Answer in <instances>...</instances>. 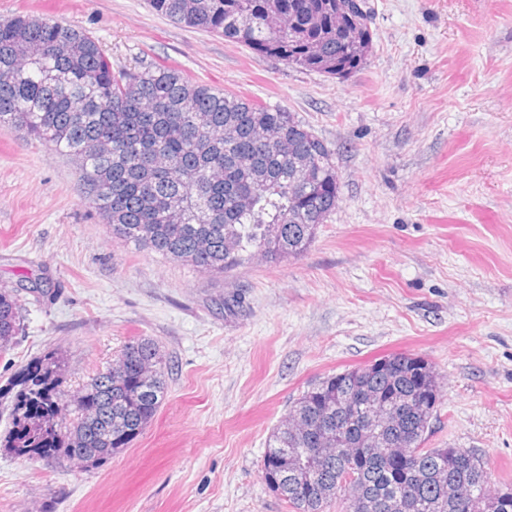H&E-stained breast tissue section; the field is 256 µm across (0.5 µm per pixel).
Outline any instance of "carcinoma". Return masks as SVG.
<instances>
[{"mask_svg":"<svg viewBox=\"0 0 512 512\" xmlns=\"http://www.w3.org/2000/svg\"><path fill=\"white\" fill-rule=\"evenodd\" d=\"M361 0H148L188 28L217 33L290 67L342 77L373 41ZM0 130L79 161L84 197L114 238L222 273L255 258L303 254L336 209L327 145L284 108H268L143 63L115 68L80 28L19 13L0 19ZM0 288V352L20 331V291ZM159 343L140 337L76 393L51 352L0 387L11 402L5 447L48 464L97 465L154 419L167 389ZM439 393L433 367L392 354L310 385L276 427L269 486L292 512H512V485L490 492L483 455L426 448Z\"/></svg>","mask_w":512,"mask_h":512,"instance_id":"cac0c4a2","label":"carcinoma"}]
</instances>
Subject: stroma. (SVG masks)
<instances>
[{
    "label": "stroma",
    "mask_w": 512,
    "mask_h": 512,
    "mask_svg": "<svg viewBox=\"0 0 512 512\" xmlns=\"http://www.w3.org/2000/svg\"><path fill=\"white\" fill-rule=\"evenodd\" d=\"M373 50L345 78L184 27L148 0H0L78 26L113 64L174 66L280 106L332 153L339 202L301 256L212 274L115 239L74 159L0 131V285L40 274L0 385L49 349L74 393L157 340L168 394L130 447L89 468L0 447V512H291L266 441L308 386L397 353L440 379L430 448L512 477V0H366ZM240 294L242 308H225Z\"/></svg>",
    "instance_id": "stroma-1"
}]
</instances>
